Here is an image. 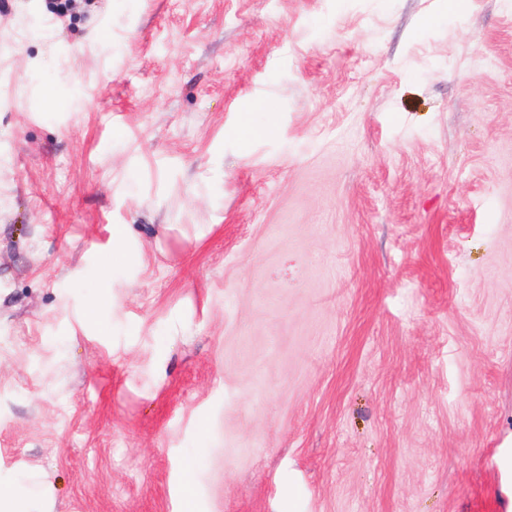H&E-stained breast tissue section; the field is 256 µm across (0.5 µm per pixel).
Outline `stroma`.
I'll return each mask as SVG.
<instances>
[{
  "instance_id": "1",
  "label": "stroma",
  "mask_w": 512,
  "mask_h": 512,
  "mask_svg": "<svg viewBox=\"0 0 512 512\" xmlns=\"http://www.w3.org/2000/svg\"><path fill=\"white\" fill-rule=\"evenodd\" d=\"M0 477L512 512V0H8Z\"/></svg>"
}]
</instances>
